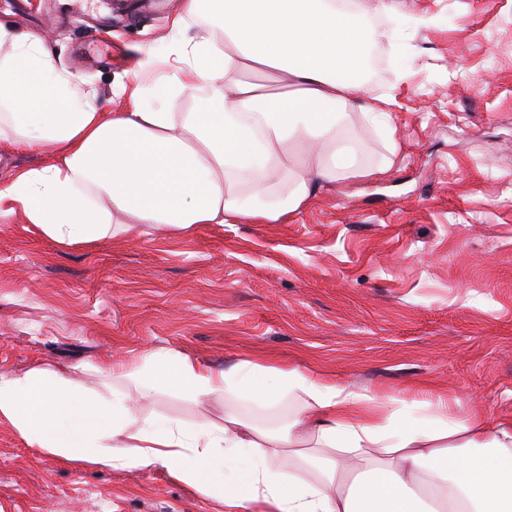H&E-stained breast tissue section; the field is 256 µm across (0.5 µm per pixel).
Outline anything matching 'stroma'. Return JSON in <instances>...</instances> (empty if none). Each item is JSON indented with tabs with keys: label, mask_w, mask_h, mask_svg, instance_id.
Instances as JSON below:
<instances>
[{
	"label": "stroma",
	"mask_w": 512,
	"mask_h": 512,
	"mask_svg": "<svg viewBox=\"0 0 512 512\" xmlns=\"http://www.w3.org/2000/svg\"><path fill=\"white\" fill-rule=\"evenodd\" d=\"M374 42L382 123L354 114L363 167L386 173L321 187L282 224L197 225L61 246L22 215L0 220V374L67 370L98 398L130 382L102 361L142 350L221 370L296 367L383 399L433 394L454 417L512 416V0H393ZM180 0H0V23L38 38L90 100L136 48L162 52ZM395 128V147L384 125ZM272 409L166 391L144 416L189 423ZM157 466L77 469L0 424V512H217Z\"/></svg>",
	"instance_id": "1"
}]
</instances>
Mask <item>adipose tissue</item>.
<instances>
[{"label": "adipose tissue", "mask_w": 512, "mask_h": 512, "mask_svg": "<svg viewBox=\"0 0 512 512\" xmlns=\"http://www.w3.org/2000/svg\"><path fill=\"white\" fill-rule=\"evenodd\" d=\"M357 0H183L165 39L172 71L153 86L142 51L121 112H105L43 46L0 25V135L38 152L0 187V218L23 215L60 245L185 235L198 224H281L320 186L358 169L350 112L380 117L361 79L373 32ZM189 93L196 108H151ZM140 398L177 389L268 404L293 396L286 432L244 419L193 426L100 403L57 370L0 375V423L78 469L159 466L223 512H512V419H457L444 402L379 401L296 368L248 360L216 371L150 352L109 367Z\"/></svg>", "instance_id": "1"}]
</instances>
